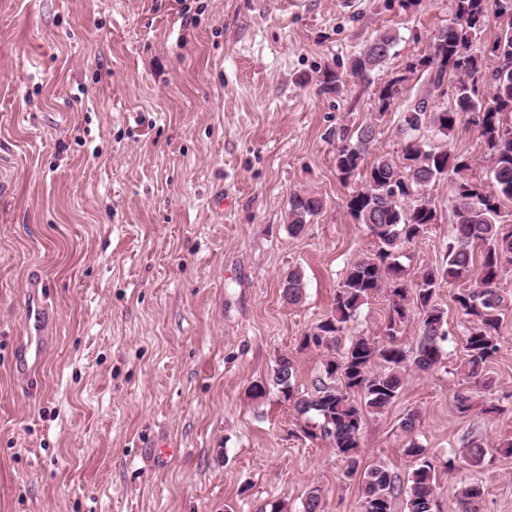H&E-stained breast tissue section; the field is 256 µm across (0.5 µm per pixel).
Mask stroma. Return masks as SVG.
<instances>
[{"mask_svg":"<svg viewBox=\"0 0 512 512\" xmlns=\"http://www.w3.org/2000/svg\"><path fill=\"white\" fill-rule=\"evenodd\" d=\"M452 18V0H0V512H304L314 488L320 512H361V478L268 385L286 354L296 391H311L351 338L382 335L388 309L369 298L335 350L304 343L374 247L335 156L340 128L372 120L375 89L347 75L325 93L317 77L387 29V78ZM424 95L446 107L454 87L412 75L373 155L398 159L396 128ZM421 134L485 178L473 129ZM453 182L428 190L439 221L402 249L408 278L444 260ZM296 193L324 202L298 236ZM295 268L306 286L290 304L279 285ZM35 295L57 322L29 394L11 351ZM437 298L442 360L408 368L399 398L365 412L360 466L408 479L413 442L440 512L467 480L484 487L481 512H512V456L496 450L512 439V308L483 388L457 376L466 322L448 289ZM472 440L488 450L477 467L458 457Z\"/></svg>","mask_w":512,"mask_h":512,"instance_id":"stroma-1","label":"stroma"}]
</instances>
